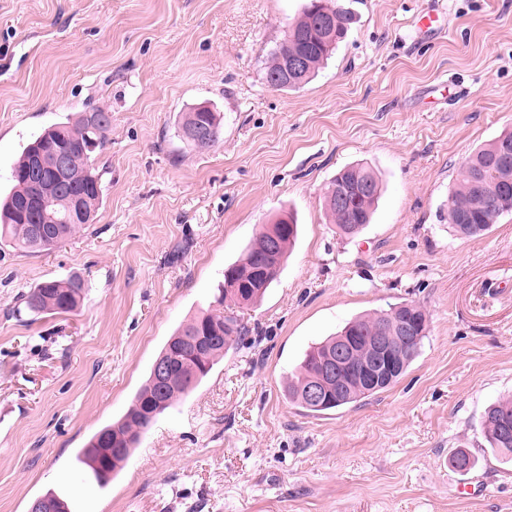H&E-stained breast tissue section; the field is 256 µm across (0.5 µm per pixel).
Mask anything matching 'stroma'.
Wrapping results in <instances>:
<instances>
[{
    "mask_svg": "<svg viewBox=\"0 0 512 512\" xmlns=\"http://www.w3.org/2000/svg\"><path fill=\"white\" fill-rule=\"evenodd\" d=\"M306 3L0 0V189L32 135L112 114L93 223L46 252L0 241V512L49 491L70 512H512V460L482 434L512 394V214L473 239L446 221L464 158L512 130V0H361L311 82L275 90L264 59ZM439 5L444 33L416 34ZM202 105L224 135L199 152L177 124ZM358 163L382 192L346 238L323 195ZM288 212L298 238L237 309L246 334L99 487L78 450ZM71 276L77 312H18L20 294ZM402 301L430 324L395 384L321 414L288 400L310 346ZM459 448L476 458L464 474L448 465Z\"/></svg>",
    "mask_w": 512,
    "mask_h": 512,
    "instance_id": "obj_1",
    "label": "stroma"
}]
</instances>
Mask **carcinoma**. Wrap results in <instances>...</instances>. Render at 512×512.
Masks as SVG:
<instances>
[{
	"mask_svg": "<svg viewBox=\"0 0 512 512\" xmlns=\"http://www.w3.org/2000/svg\"><path fill=\"white\" fill-rule=\"evenodd\" d=\"M358 22L356 11L343 7L340 0H309L301 16L288 24L283 39L264 61L265 78L282 76V62L297 55L305 57V66L295 73H288V89L295 90L307 84L333 55L339 43ZM197 124L216 128L220 142L223 125L220 114L202 106L183 113L178 123L180 138L191 148L195 142L185 131ZM107 129L97 132L91 128L87 113L82 112L74 120L66 119L47 127L30 139L10 171V192L0 198V239L7 238L16 246L33 252L48 251L70 239L86 224L93 221L102 197L101 176L95 168L98 152L106 143ZM61 143L75 150V166L71 171V190L84 195L83 218L74 224H56L53 219L64 213L65 197L39 207L32 203L28 215L21 209L28 199L29 180L24 172L30 167L33 152ZM512 153V130L501 133L490 143L475 150L463 163L454 187L448 194V226L462 237L483 235L498 219L511 214L512 208L501 204L498 196L484 198L479 186L494 190L507 189L512 194V160L500 163L501 151ZM342 190L354 195L350 210L343 211L336 205V197ZM381 192L378 177L367 166L356 164L340 170L329 183L324 194V208L341 234L353 237L371 223L375 203ZM463 220H457V217ZM46 224L49 231L37 237L33 224ZM298 224L294 215L279 218L265 225L248 247L245 255L227 267L232 277H224L219 287L216 303L233 305L258 301L276 279L280 263L298 236ZM85 295L82 279L48 280L37 284L19 296V304L33 315L67 314L75 312ZM409 303L392 304L386 309L376 310L349 320L335 335L314 344L306 353L297 372L288 377L285 392L288 399L314 414L356 404L386 388L389 384L367 386L351 375L345 376L341 387L327 388L331 401L322 405L309 402L305 387L322 374L323 363L333 356L342 340H352L359 353L370 351L369 340L373 330L387 324L395 332L406 315ZM212 330L220 339L214 343L204 357L194 353L185 339L198 333ZM245 334L233 314H224L219 309L196 316L184 323L177 333L169 338L158 359L171 365V379L160 383L154 373H149L146 384L135 394L124 416L116 423L95 433L75 457L79 464L88 466L99 486L104 487L112 475L122 468L144 434L159 415L174 403L188 396L212 367L224 357V351L238 342ZM485 436L490 447L500 456L512 459V395L490 406L485 419Z\"/></svg>",
	"mask_w": 512,
	"mask_h": 512,
	"instance_id": "carcinoma-1",
	"label": "carcinoma"
}]
</instances>
